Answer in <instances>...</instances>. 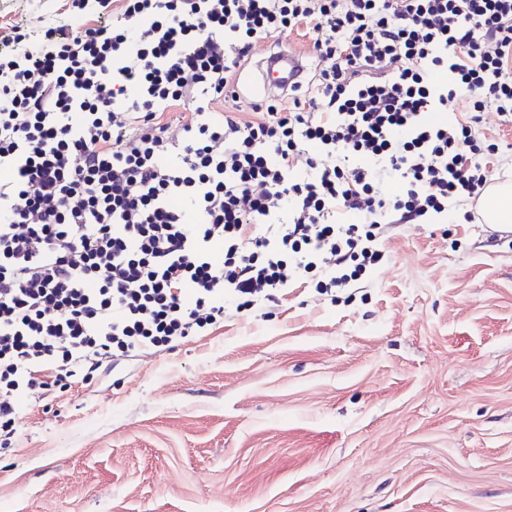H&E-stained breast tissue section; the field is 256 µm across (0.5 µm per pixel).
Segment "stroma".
<instances>
[{
    "mask_svg": "<svg viewBox=\"0 0 512 512\" xmlns=\"http://www.w3.org/2000/svg\"><path fill=\"white\" fill-rule=\"evenodd\" d=\"M71 0H0V41L94 25ZM236 74L250 81L273 42ZM512 183V121L483 115ZM388 224L336 295L301 279L170 347L119 353L18 402L0 512H512V234Z\"/></svg>",
    "mask_w": 512,
    "mask_h": 512,
    "instance_id": "obj_1",
    "label": "stroma"
}]
</instances>
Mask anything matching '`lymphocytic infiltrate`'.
Masks as SVG:
<instances>
[{"instance_id":"obj_1","label":"lymphocytic infiltrate","mask_w":512,"mask_h":512,"mask_svg":"<svg viewBox=\"0 0 512 512\" xmlns=\"http://www.w3.org/2000/svg\"><path fill=\"white\" fill-rule=\"evenodd\" d=\"M93 1L97 26L0 48L5 446L19 398L217 324L225 294L317 266L350 286L378 263L386 217L479 200L497 149L481 115L512 114V0ZM300 27L323 63L309 93L210 111L236 100L255 41ZM460 93L465 113L433 121ZM178 108L192 118L176 135Z\"/></svg>"}]
</instances>
